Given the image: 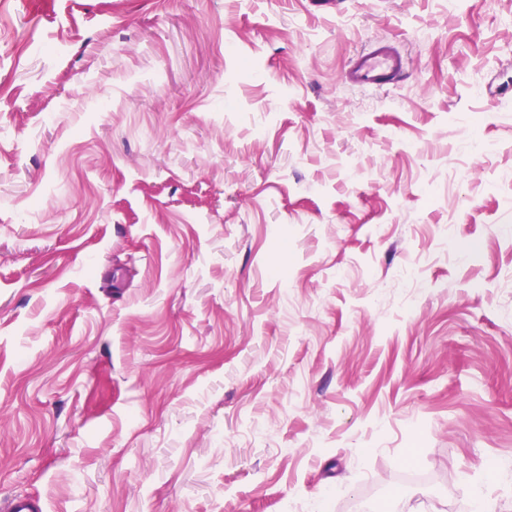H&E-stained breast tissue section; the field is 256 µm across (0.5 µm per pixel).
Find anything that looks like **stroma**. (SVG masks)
Listing matches in <instances>:
<instances>
[{
	"instance_id": "1",
	"label": "stroma",
	"mask_w": 512,
	"mask_h": 512,
	"mask_svg": "<svg viewBox=\"0 0 512 512\" xmlns=\"http://www.w3.org/2000/svg\"><path fill=\"white\" fill-rule=\"evenodd\" d=\"M509 459L512 0H0V499L512 512ZM405 57L388 44H378L358 55L345 74V80L365 88H383L403 75Z\"/></svg>"
}]
</instances>
